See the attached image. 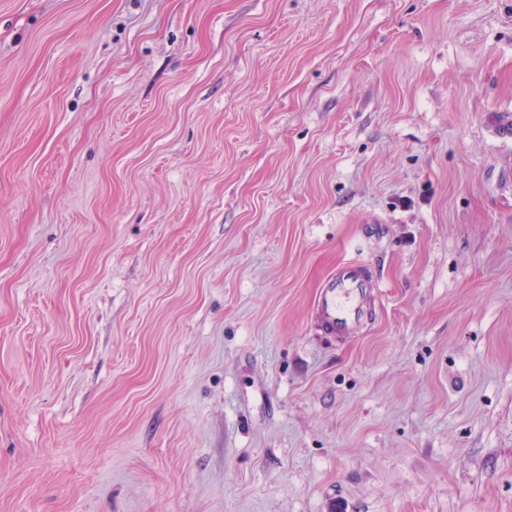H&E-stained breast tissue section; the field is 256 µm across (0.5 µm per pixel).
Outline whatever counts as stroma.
I'll return each instance as SVG.
<instances>
[{"instance_id": "35a3bbf8", "label": "stroma", "mask_w": 512, "mask_h": 512, "mask_svg": "<svg viewBox=\"0 0 512 512\" xmlns=\"http://www.w3.org/2000/svg\"><path fill=\"white\" fill-rule=\"evenodd\" d=\"M0 512H512V0H0ZM377 288V282L364 264L346 261L336 266L314 301L317 326L339 340L354 336L376 314Z\"/></svg>"}]
</instances>
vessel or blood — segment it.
<instances>
[{
    "instance_id": "b4317fda",
    "label": "vessel or blood",
    "mask_w": 512,
    "mask_h": 512,
    "mask_svg": "<svg viewBox=\"0 0 512 512\" xmlns=\"http://www.w3.org/2000/svg\"><path fill=\"white\" fill-rule=\"evenodd\" d=\"M377 287L364 264L347 261L338 265L319 288L314 301L318 327L340 340L354 336L376 314Z\"/></svg>"
}]
</instances>
